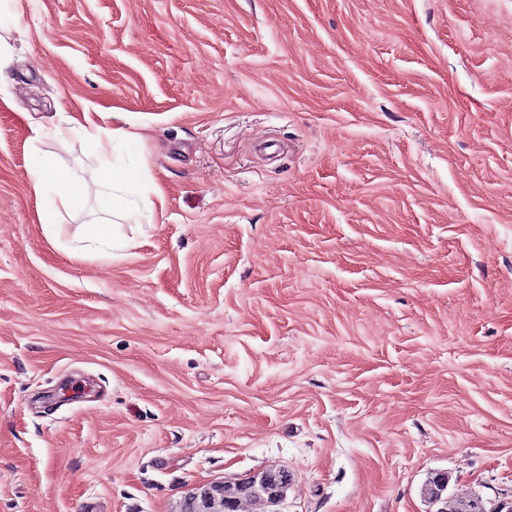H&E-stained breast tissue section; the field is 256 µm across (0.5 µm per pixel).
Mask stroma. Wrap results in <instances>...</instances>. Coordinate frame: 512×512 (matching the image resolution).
Returning a JSON list of instances; mask_svg holds the SVG:
<instances>
[{
    "mask_svg": "<svg viewBox=\"0 0 512 512\" xmlns=\"http://www.w3.org/2000/svg\"><path fill=\"white\" fill-rule=\"evenodd\" d=\"M0 512H180L271 468L283 512L512 498V0H9ZM122 113L164 206L107 257L40 222L56 125ZM44 129L34 137L33 127Z\"/></svg>",
    "mask_w": 512,
    "mask_h": 512,
    "instance_id": "obj_1",
    "label": "stroma"
}]
</instances>
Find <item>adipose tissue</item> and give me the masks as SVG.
<instances>
[{"label": "adipose tissue", "instance_id": "obj_1", "mask_svg": "<svg viewBox=\"0 0 512 512\" xmlns=\"http://www.w3.org/2000/svg\"><path fill=\"white\" fill-rule=\"evenodd\" d=\"M101 126L97 117L85 112L81 116L69 118L66 126L57 128L60 136L75 135L90 144L101 156L130 147L140 139L139 134L114 129L108 139H101ZM30 175L36 185L46 195L41 210V222L49 234H56L60 211L77 209L88 194H95L102 213L122 220L131 219L141 213L142 198L137 193L136 175L123 168H102L97 191L88 186L67 180L57 171L54 163L47 157L37 158L30 169Z\"/></svg>", "mask_w": 512, "mask_h": 512}]
</instances>
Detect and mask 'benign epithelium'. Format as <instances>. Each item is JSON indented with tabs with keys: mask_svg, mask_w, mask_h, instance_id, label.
I'll use <instances>...</instances> for the list:
<instances>
[{
	"mask_svg": "<svg viewBox=\"0 0 512 512\" xmlns=\"http://www.w3.org/2000/svg\"><path fill=\"white\" fill-rule=\"evenodd\" d=\"M434 493L428 499L435 507L433 512H447L451 496L447 493V481L439 476L431 478ZM291 483L286 470H269L250 475L234 482H214L195 488L188 498L191 512H245V506L253 512H278Z\"/></svg>",
	"mask_w": 512,
	"mask_h": 512,
	"instance_id": "obj_1",
	"label": "benign epithelium"
}]
</instances>
